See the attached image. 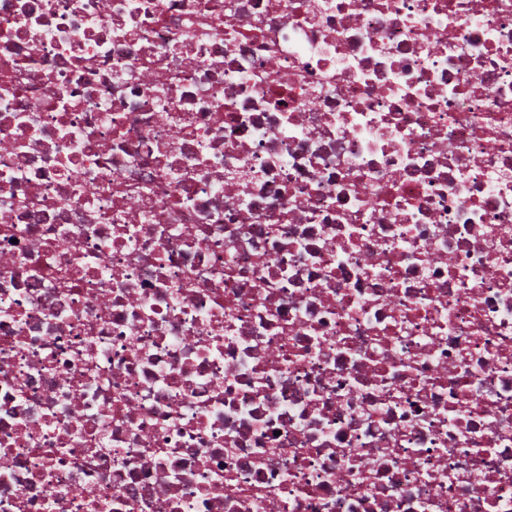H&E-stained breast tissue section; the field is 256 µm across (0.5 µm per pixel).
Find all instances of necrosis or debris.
I'll use <instances>...</instances> for the list:
<instances>
[{
    "label": "necrosis or debris",
    "instance_id": "1",
    "mask_svg": "<svg viewBox=\"0 0 512 512\" xmlns=\"http://www.w3.org/2000/svg\"><path fill=\"white\" fill-rule=\"evenodd\" d=\"M0 512H512V0H0Z\"/></svg>",
    "mask_w": 512,
    "mask_h": 512
}]
</instances>
